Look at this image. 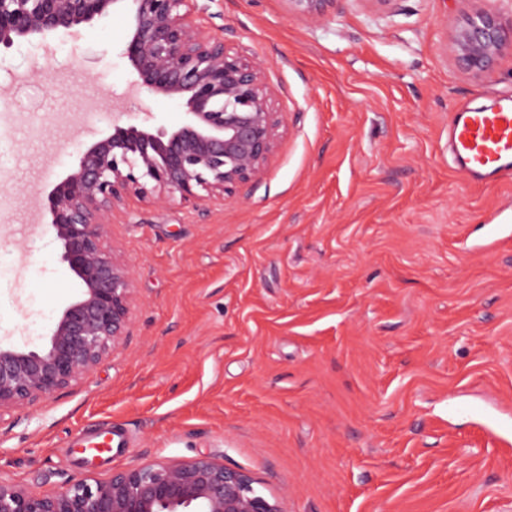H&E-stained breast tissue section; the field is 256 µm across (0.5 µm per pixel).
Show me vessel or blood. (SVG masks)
<instances>
[{
  "label": "vessel or blood",
  "mask_w": 512,
  "mask_h": 512,
  "mask_svg": "<svg viewBox=\"0 0 512 512\" xmlns=\"http://www.w3.org/2000/svg\"><path fill=\"white\" fill-rule=\"evenodd\" d=\"M448 151L455 169L481 179L512 173V107L467 108L454 113Z\"/></svg>",
  "instance_id": "b4317fda"
}]
</instances>
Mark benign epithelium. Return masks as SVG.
I'll return each instance as SVG.
<instances>
[{
  "mask_svg": "<svg viewBox=\"0 0 512 512\" xmlns=\"http://www.w3.org/2000/svg\"><path fill=\"white\" fill-rule=\"evenodd\" d=\"M338 0H289L310 18ZM200 0H0V49L76 40L83 26L127 17L123 50L130 94L179 100L185 120L151 131L112 114V133L76 148L71 172L46 196L62 260L81 293L62 310L47 345L0 346V416L90 376L122 347L137 302L129 266L107 250L112 210L133 194L196 205L259 181L284 132L278 91L264 67L196 21ZM456 65L475 76L512 56V15L480 6L449 29ZM0 512H285L249 473L211 455L143 463L106 481L85 480L40 495L0 481Z\"/></svg>",
  "mask_w": 512,
  "mask_h": 512,
  "instance_id": "1",
  "label": "benign epithelium"
}]
</instances>
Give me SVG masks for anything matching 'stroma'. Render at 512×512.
<instances>
[{
  "mask_svg": "<svg viewBox=\"0 0 512 512\" xmlns=\"http://www.w3.org/2000/svg\"><path fill=\"white\" fill-rule=\"evenodd\" d=\"M469 8L338 0L312 19L288 0H211L203 25L263 64L286 133L224 203L113 210L106 243L138 298L128 341L0 416V480L42 494L211 454L286 512H512V445L475 414L512 429V177L469 180L448 155L453 112L512 93V58L457 68L448 27ZM125 33L117 16L48 54H0L1 344L45 346L80 293L34 202L107 132ZM128 110L185 117L162 96ZM102 423L125 444L85 463L72 443Z\"/></svg>",
  "mask_w": 512,
  "mask_h": 512,
  "instance_id": "obj_1",
  "label": "stroma"
}]
</instances>
